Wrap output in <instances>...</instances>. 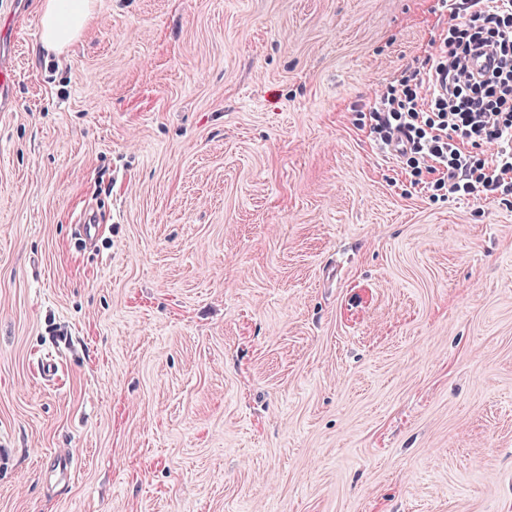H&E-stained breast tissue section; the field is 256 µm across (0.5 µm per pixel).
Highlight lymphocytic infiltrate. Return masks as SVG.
<instances>
[{
    "instance_id": "obj_1",
    "label": "lymphocytic infiltrate",
    "mask_w": 512,
    "mask_h": 512,
    "mask_svg": "<svg viewBox=\"0 0 512 512\" xmlns=\"http://www.w3.org/2000/svg\"><path fill=\"white\" fill-rule=\"evenodd\" d=\"M451 23L411 75L382 84L364 117L416 183L491 200L512 191V0H446ZM484 57L474 76L471 55ZM488 147L492 155L476 158Z\"/></svg>"
}]
</instances>
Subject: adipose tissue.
Returning a JSON list of instances; mask_svg holds the SVG:
<instances>
[{
	"instance_id": "adipose-tissue-1",
	"label": "adipose tissue",
	"mask_w": 512,
	"mask_h": 512,
	"mask_svg": "<svg viewBox=\"0 0 512 512\" xmlns=\"http://www.w3.org/2000/svg\"><path fill=\"white\" fill-rule=\"evenodd\" d=\"M94 0H43L40 6L41 47L63 53L90 22Z\"/></svg>"
}]
</instances>
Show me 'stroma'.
Segmentation results:
<instances>
[{
	"label": "stroma",
	"mask_w": 512,
	"mask_h": 512,
	"mask_svg": "<svg viewBox=\"0 0 512 512\" xmlns=\"http://www.w3.org/2000/svg\"><path fill=\"white\" fill-rule=\"evenodd\" d=\"M95 2L0 0V512H512V202L361 115L440 0ZM41 49L63 53L81 35L93 16L95 0H42Z\"/></svg>",
	"instance_id": "stroma-1"
}]
</instances>
